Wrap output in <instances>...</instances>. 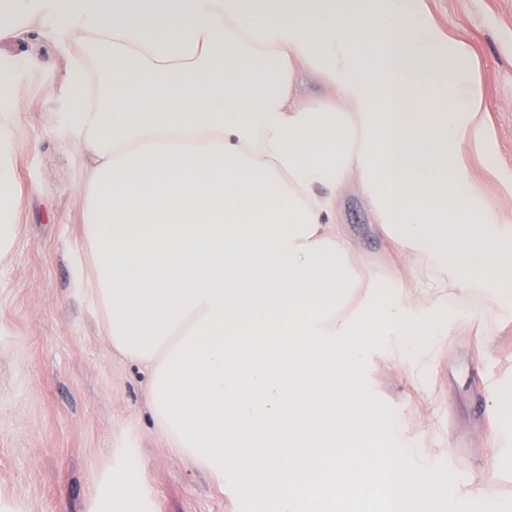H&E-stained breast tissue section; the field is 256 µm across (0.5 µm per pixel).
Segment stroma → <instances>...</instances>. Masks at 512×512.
Here are the masks:
<instances>
[{"instance_id":"obj_1","label":"stroma","mask_w":512,"mask_h":512,"mask_svg":"<svg viewBox=\"0 0 512 512\" xmlns=\"http://www.w3.org/2000/svg\"><path fill=\"white\" fill-rule=\"evenodd\" d=\"M426 2L465 42L488 107L463 154L471 183L512 213V0ZM33 53L40 66L27 64ZM0 57L24 91L10 124L20 230L0 263V512H88L118 469L147 487L152 512H255L256 497L220 489L206 466L167 446L144 373L113 358L80 286L83 206L63 121V53L40 39L1 41ZM337 221L362 278L410 280V261L355 188L340 196ZM449 302L454 335L411 352L381 345L366 381L431 483L464 512H512V302L476 290Z\"/></svg>"}]
</instances>
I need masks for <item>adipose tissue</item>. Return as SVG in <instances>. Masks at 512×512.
<instances>
[{
    "instance_id": "ef3b65f1",
    "label": "adipose tissue",
    "mask_w": 512,
    "mask_h": 512,
    "mask_svg": "<svg viewBox=\"0 0 512 512\" xmlns=\"http://www.w3.org/2000/svg\"><path fill=\"white\" fill-rule=\"evenodd\" d=\"M34 33L67 61L83 281L169 446L268 512H412L425 471L366 369L389 337L454 330L443 294L512 299V223L460 163L487 110L464 41L425 0H0V40ZM11 162L0 136V260ZM350 184L429 286L354 276ZM147 507L116 472L90 512Z\"/></svg>"
}]
</instances>
